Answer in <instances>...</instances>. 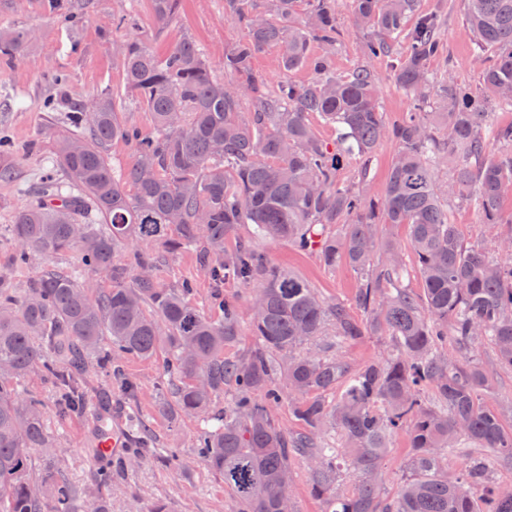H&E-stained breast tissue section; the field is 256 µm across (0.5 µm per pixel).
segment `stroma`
<instances>
[{"instance_id":"stroma-1","label":"stroma","mask_w":512,"mask_h":512,"mask_svg":"<svg viewBox=\"0 0 512 512\" xmlns=\"http://www.w3.org/2000/svg\"><path fill=\"white\" fill-rule=\"evenodd\" d=\"M421 5L427 11L439 9L444 20L441 39L445 50L430 61V69L451 74L460 88L476 87L482 61L465 21L464 0H421ZM126 13L137 17L136 30L118 27V18ZM336 15L344 32L335 57L337 70L361 65L371 69L381 87L380 106L386 121L398 120L409 101L392 82L384 63L367 57V34L352 24V0H336ZM20 27L31 30V42L13 61H0V136L13 146L15 168L14 179L0 180V271L7 273L16 288L23 289L40 272L63 271L78 263L77 254L71 253L35 255L28 264L12 265L14 244L9 238L17 209L40 202L42 182L49 177L62 183L67 180L65 172L51 162L58 139L68 132L66 111L107 91L114 96L123 124L141 134H152L151 113L126 92L123 50L127 40L138 37L162 57L183 38H191L214 78L221 82L225 79L224 53L241 37L242 30L225 17L224 0H182L177 18L162 28L154 21L149 0H62L58 9L51 0H0V31ZM56 71L65 75L64 84L52 81ZM394 154V144L382 142L369 166L350 160L343 166L341 177L355 183L361 169H368L372 194H383ZM260 251L268 266L301 275L321 299L350 304L351 315L364 320V312L352 304L361 277L351 267H324L315 252L285 241L261 243ZM155 275L166 287L191 281V304L211 313L213 284L192 252L165 256ZM472 353L491 374V385L481 396L482 405L497 410L504 424L512 428V369L498 363L487 340L476 342ZM164 360L161 354L150 360L128 355L119 358L123 377L138 387L132 401L98 367H90L86 375L89 406H96L102 397H111L114 411L125 416L135 411L144 417L158 444L156 455L113 463L112 482L105 488L98 483L101 462L90 448L89 414L58 427L50 385L35 374L24 379V387L44 404L47 430L60 450L57 463L79 490L74 512H152L157 505L164 512H236L223 480L197 455L196 420L173 422L160 410V389L168 380ZM165 455L177 456L180 466L164 465L161 458Z\"/></svg>"}]
</instances>
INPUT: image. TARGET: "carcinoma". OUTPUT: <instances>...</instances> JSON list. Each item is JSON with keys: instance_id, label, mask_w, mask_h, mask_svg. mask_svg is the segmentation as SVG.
<instances>
[{"instance_id": "carcinoma-1", "label": "carcinoma", "mask_w": 512, "mask_h": 512, "mask_svg": "<svg viewBox=\"0 0 512 512\" xmlns=\"http://www.w3.org/2000/svg\"><path fill=\"white\" fill-rule=\"evenodd\" d=\"M419 2L353 0L355 25L370 32L369 57L387 60L394 84L410 97L408 112L392 124L373 72L333 65L342 41L334 0H275L273 17L251 0H224V14L244 36L224 53L230 80L223 84L188 38L163 57L138 38L127 42V93L152 113L151 136L123 126L107 92L67 113L72 133L57 141L56 161L77 192L50 180L42 203L16 211L12 261L75 252L80 264L37 275L22 296L0 278V512H72L76 496L55 468L43 403L20 390L21 379L38 374L53 386L63 423L86 411L89 362L110 374L115 356L152 358L162 345L166 372L177 378L161 389L163 411L174 422L205 423L199 457L224 479L237 512H279L290 494L281 478L294 473V460L306 464L326 512H512V494L493 486L485 461L448 475V454L467 443L512 462V428L480 405L490 375L479 359L450 361L442 346L450 336L468 353L485 337L512 368V261L467 245L450 219L460 202L474 205L482 223L499 224L512 195V123L494 118L512 112V0H465L485 65L463 96L452 77L428 69L443 52L441 18ZM150 8L162 27L180 0H150ZM31 38L24 28L1 33L0 60L15 59ZM401 41L407 51L396 55ZM271 48L284 71L311 77L267 90L252 61ZM246 97L256 103L248 116ZM312 116L338 128L339 149L329 150ZM386 139L396 153L382 196L341 180L343 159H369ZM115 141L134 150L118 172L105 154ZM11 155L0 139V179L12 175ZM90 208L101 223H86ZM240 224L252 233L225 249ZM385 224L407 227L413 267ZM280 240L314 251L326 267L357 270L356 305L366 321L325 303L300 275L268 267L259 243ZM135 242L195 252L221 316L192 306L191 283L162 286L152 274L158 257L133 250ZM410 269L422 283L419 297L403 284ZM91 274L112 286L99 288ZM227 279L262 301L250 316L255 342L242 357L224 356L241 323L237 300L224 295ZM368 334L389 337V349L355 367L343 348ZM318 336L332 337L336 352L304 350ZM284 389L294 394L299 431L292 434L274 420ZM220 397L224 411L216 413ZM401 431L412 448L409 474L385 497L382 461ZM155 448L145 434L130 455ZM34 450L43 458L39 473ZM347 472L357 477L351 488L343 486Z\"/></svg>"}]
</instances>
